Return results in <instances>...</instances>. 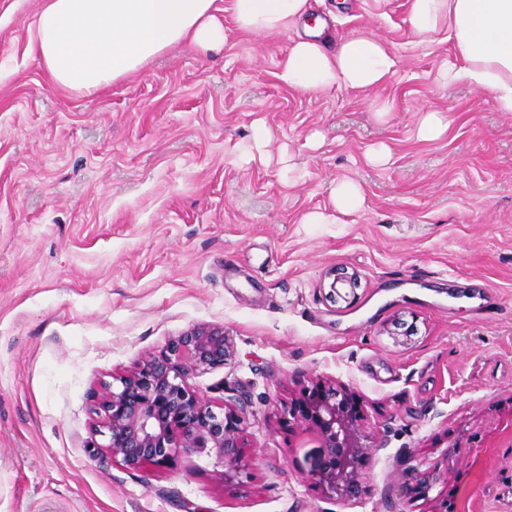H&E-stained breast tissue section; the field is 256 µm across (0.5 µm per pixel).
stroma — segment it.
<instances>
[{
  "mask_svg": "<svg viewBox=\"0 0 512 512\" xmlns=\"http://www.w3.org/2000/svg\"><path fill=\"white\" fill-rule=\"evenodd\" d=\"M410 3L315 0L329 45L399 57L379 89L290 91V35L228 14L221 52L169 50L86 98L32 49L39 0H0V512H439L451 484L457 512H512V112L438 82L453 44L414 45ZM345 180L364 201L340 215ZM337 272L355 286L333 299ZM198 324L233 356L187 385L251 404L242 486L203 454L102 451L105 384ZM316 380L360 402L362 498L303 480L320 443L281 408ZM413 466L450 482L416 494Z\"/></svg>",
  "mask_w": 512,
  "mask_h": 512,
  "instance_id": "35a3bbf8",
  "label": "stroma"
}]
</instances>
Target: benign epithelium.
I'll use <instances>...</instances> for the list:
<instances>
[{
	"instance_id": "1",
	"label": "benign epithelium",
	"mask_w": 512,
	"mask_h": 512,
	"mask_svg": "<svg viewBox=\"0 0 512 512\" xmlns=\"http://www.w3.org/2000/svg\"><path fill=\"white\" fill-rule=\"evenodd\" d=\"M230 354L224 328L193 326L159 356L117 377L118 386H105L95 413L107 431V453L137 469L145 463L162 466L176 454L208 448L215 464L224 468V483L237 481L246 469L243 430L250 403L244 398L227 400L223 412L217 413L211 400L186 383L191 373L224 366ZM283 420L290 429L316 433L328 460L327 466L309 471L306 483L341 500L361 497L369 436L342 391L316 383L305 398V409L295 412L286 406Z\"/></svg>"
}]
</instances>
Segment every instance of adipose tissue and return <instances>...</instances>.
<instances>
[{
    "label": "adipose tissue",
    "instance_id": "adipose-tissue-1",
    "mask_svg": "<svg viewBox=\"0 0 512 512\" xmlns=\"http://www.w3.org/2000/svg\"><path fill=\"white\" fill-rule=\"evenodd\" d=\"M230 9L237 28L256 35L288 32L312 12L310 0H230ZM409 24L415 45L441 33L452 41L440 83L468 82L512 112V0H412ZM322 29L293 41L275 72L280 85L367 91L396 73L398 58L382 40L362 35L330 51ZM30 40L57 86L91 97L176 46L221 51L226 34L217 0H42Z\"/></svg>",
    "mask_w": 512,
    "mask_h": 512
}]
</instances>
